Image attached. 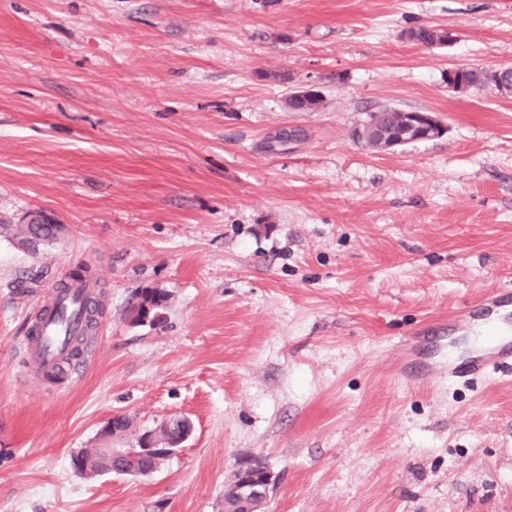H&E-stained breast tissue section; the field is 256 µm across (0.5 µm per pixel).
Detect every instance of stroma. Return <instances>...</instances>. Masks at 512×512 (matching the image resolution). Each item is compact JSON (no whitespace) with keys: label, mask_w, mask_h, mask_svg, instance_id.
Returning a JSON list of instances; mask_svg holds the SVG:
<instances>
[{"label":"stroma","mask_w":512,"mask_h":512,"mask_svg":"<svg viewBox=\"0 0 512 512\" xmlns=\"http://www.w3.org/2000/svg\"><path fill=\"white\" fill-rule=\"evenodd\" d=\"M453 66L512 68V0H0V512H224L252 459L266 512H512V365L449 381L474 337L419 333L512 289V95ZM385 106L448 132L358 143ZM80 265L94 354L52 383L23 345ZM183 415L151 477L70 465ZM405 116L403 131L385 133L376 136L378 148L382 151H394L410 143L443 137L447 126L433 113L420 111H401ZM49 217L45 214H38L31 216L25 224H38L35 229H31L28 227V233L25 229L21 228V234L23 235V240L33 249L40 243L44 241L53 240L56 235L54 232V224H44V222Z\"/></svg>","instance_id":"stroma-1"}]
</instances>
